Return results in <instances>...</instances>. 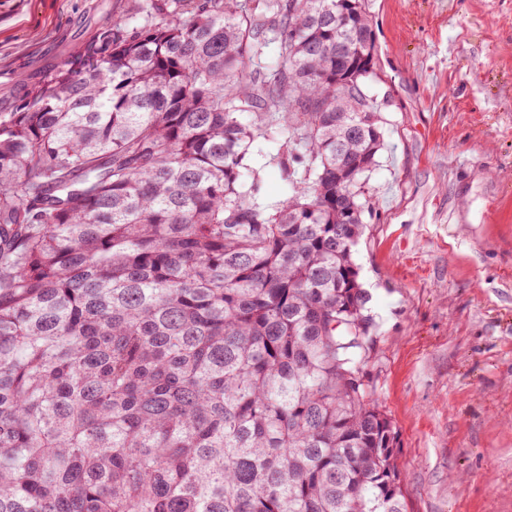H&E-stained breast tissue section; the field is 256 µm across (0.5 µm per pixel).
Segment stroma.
<instances>
[{
	"instance_id": "1",
	"label": "stroma",
	"mask_w": 512,
	"mask_h": 512,
	"mask_svg": "<svg viewBox=\"0 0 512 512\" xmlns=\"http://www.w3.org/2000/svg\"><path fill=\"white\" fill-rule=\"evenodd\" d=\"M128 0H0V112ZM384 147L355 248L407 512H512V0H368Z\"/></svg>"
}]
</instances>
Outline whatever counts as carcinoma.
<instances>
[{
  "label": "carcinoma",
  "instance_id": "carcinoma-1",
  "mask_svg": "<svg viewBox=\"0 0 512 512\" xmlns=\"http://www.w3.org/2000/svg\"><path fill=\"white\" fill-rule=\"evenodd\" d=\"M374 54L365 0H130L0 112V512H406L349 393Z\"/></svg>",
  "mask_w": 512,
  "mask_h": 512
}]
</instances>
